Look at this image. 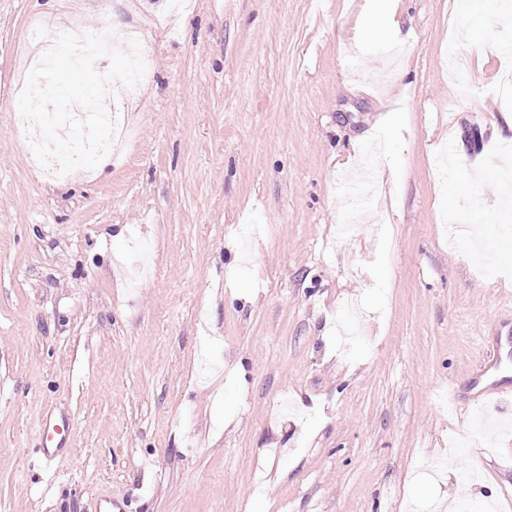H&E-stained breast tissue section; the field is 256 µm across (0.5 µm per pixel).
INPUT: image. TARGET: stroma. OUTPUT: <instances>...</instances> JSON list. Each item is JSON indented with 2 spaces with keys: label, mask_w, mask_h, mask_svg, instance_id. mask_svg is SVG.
<instances>
[{
  "label": "stroma",
  "mask_w": 512,
  "mask_h": 512,
  "mask_svg": "<svg viewBox=\"0 0 512 512\" xmlns=\"http://www.w3.org/2000/svg\"><path fill=\"white\" fill-rule=\"evenodd\" d=\"M390 2L0 0V512H512V397L448 407L512 388V11L402 0L391 58ZM73 16L156 58L55 178L15 85ZM473 388L476 390L472 402H481L489 394H499L498 382L491 370L478 373L473 380ZM69 425V419L66 416H58L54 411L49 410L43 419L44 438L42 441L43 454L46 463L45 478L46 488L51 486L55 479V455L50 448H57L59 444H55L56 435L62 434L65 426Z\"/></svg>",
  "instance_id": "35a3bbf8"
}]
</instances>
